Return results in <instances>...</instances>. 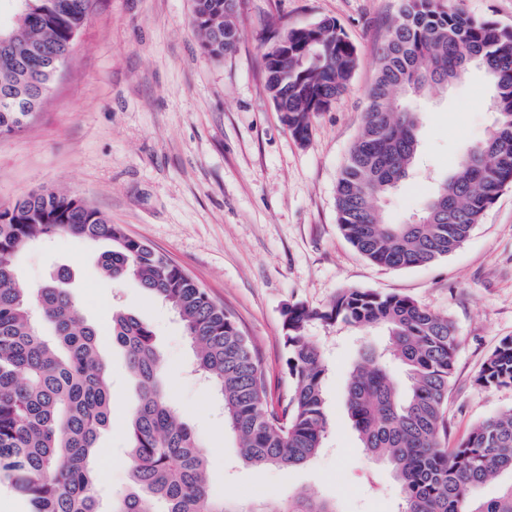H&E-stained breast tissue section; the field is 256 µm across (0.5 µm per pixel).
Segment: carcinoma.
<instances>
[{
	"mask_svg": "<svg viewBox=\"0 0 512 512\" xmlns=\"http://www.w3.org/2000/svg\"><path fill=\"white\" fill-rule=\"evenodd\" d=\"M13 21L0 28V135L20 130L37 112L94 0H9ZM224 0H195L192 25L215 58L232 53L240 32ZM321 41L288 29V58L263 54L266 89L285 109L282 119L302 144L311 122L347 90L358 65L355 45L331 18L320 19ZM369 106L336 179L338 224L371 262L394 269L432 263L459 249L474 226L512 186V27L467 13L452 0H404L378 49ZM473 67L493 85L494 120L468 146L455 170L437 180L416 223H386L380 200L413 170L419 152L418 112L407 97L430 98ZM69 235L104 242L101 273L138 281L182 322L195 371L224 402V429L243 462L294 467L313 460L328 432L325 356L308 336L315 323L381 329L385 349H362L346 392L361 447L389 466L400 486L401 512H512V410L475 425L455 448L447 434L448 389L459 336L446 315L399 295L349 289L325 310L295 305L284 321L292 394L281 409L266 401L261 365L233 316L179 265L127 235L96 209L69 195L43 191L0 211V490L19 512H101L96 452L111 425L110 373L98 329L59 284L36 289L18 282L15 260L29 244ZM112 345L125 355L137 404L127 422L130 487L112 512H336V504L305 492L268 509L240 507L209 483L206 460L160 379L163 360L150 326L112 311ZM399 363V386L390 365ZM477 384L512 386V338L484 362ZM506 474L495 497L478 489Z\"/></svg>",
	"mask_w": 512,
	"mask_h": 512,
	"instance_id": "1",
	"label": "carcinoma"
}]
</instances>
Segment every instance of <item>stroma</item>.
Segmentation results:
<instances>
[{
    "instance_id": "stroma-1",
    "label": "stroma",
    "mask_w": 512,
    "mask_h": 512,
    "mask_svg": "<svg viewBox=\"0 0 512 512\" xmlns=\"http://www.w3.org/2000/svg\"><path fill=\"white\" fill-rule=\"evenodd\" d=\"M402 0H239L234 53L212 57L192 25L193 0H95L72 53L34 118L0 136V208L43 190L85 201L127 234L166 254L230 312L256 352L273 403L288 399L283 324L289 306L328 308L343 290L407 296L448 315L460 338L448 393V445L476 423L512 408V387L481 388L490 353L512 337V187L503 190L456 252L407 269L373 264L337 221L336 179L368 107L377 46ZM334 19L354 43L358 68L348 91L315 117L308 144L290 134L265 89L264 43L276 30ZM480 69L448 94L421 101L420 158L386 199L391 223L412 220L435 177L452 172L493 121ZM99 249L65 235L18 261L22 285L67 273L82 313L98 325L112 381V424L97 462L104 512L129 485L126 420L136 403L123 353L109 347L114 305L147 321L167 363L175 403L198 437L216 491L241 506H279L308 491L338 512H398L399 487L386 463L359 446L343 400L362 344L351 327L313 325L325 352L330 429L310 463L290 468L242 462L224 428L214 390L193 372L181 323L132 279L113 282Z\"/></svg>"
}]
</instances>
